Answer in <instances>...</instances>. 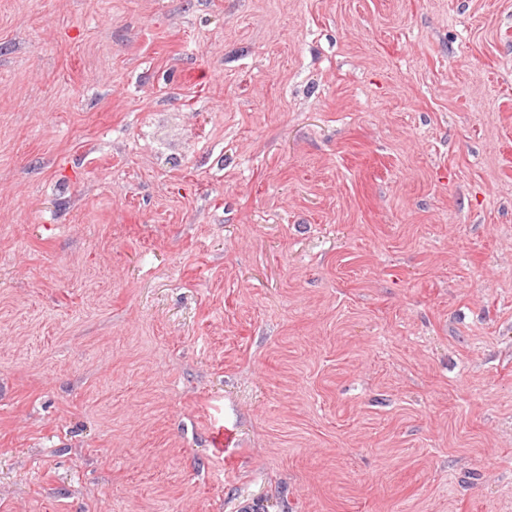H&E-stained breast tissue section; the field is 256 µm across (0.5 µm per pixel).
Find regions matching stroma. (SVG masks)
Wrapping results in <instances>:
<instances>
[{"instance_id": "35a3bbf8", "label": "stroma", "mask_w": 512, "mask_h": 512, "mask_svg": "<svg viewBox=\"0 0 512 512\" xmlns=\"http://www.w3.org/2000/svg\"><path fill=\"white\" fill-rule=\"evenodd\" d=\"M0 512H512V0H0Z\"/></svg>"}]
</instances>
